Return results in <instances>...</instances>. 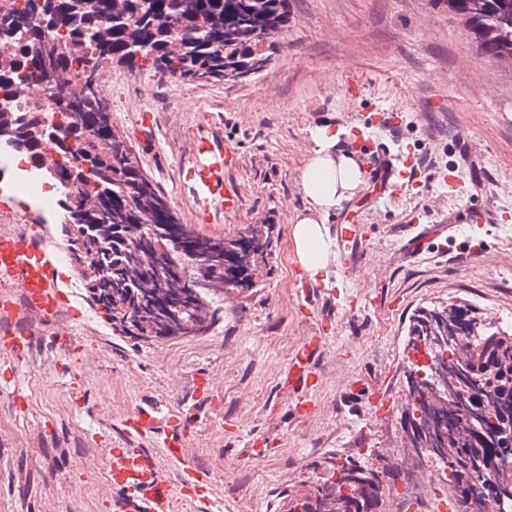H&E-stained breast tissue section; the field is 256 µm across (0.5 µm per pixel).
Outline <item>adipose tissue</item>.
<instances>
[{"instance_id": "ef3b65f1", "label": "adipose tissue", "mask_w": 512, "mask_h": 512, "mask_svg": "<svg viewBox=\"0 0 512 512\" xmlns=\"http://www.w3.org/2000/svg\"><path fill=\"white\" fill-rule=\"evenodd\" d=\"M313 146L299 170L297 181L305 206L292 221L296 260L311 280H327L331 250L326 220L363 182V170L350 155L337 152L338 133L333 125L311 133Z\"/></svg>"}]
</instances>
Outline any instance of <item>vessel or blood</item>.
<instances>
[{
    "instance_id": "b4317fda",
    "label": "vessel or blood",
    "mask_w": 512,
    "mask_h": 512,
    "mask_svg": "<svg viewBox=\"0 0 512 512\" xmlns=\"http://www.w3.org/2000/svg\"><path fill=\"white\" fill-rule=\"evenodd\" d=\"M382 121L372 115L363 130L357 134L366 148L369 175L374 184L373 204H380L396 195L417 172L416 156L392 151L375 136ZM232 162L219 136L197 138L190 159L182 169V177L193 191L196 212L209 216L213 206L233 211L242 205V199L224 174ZM496 211L474 207L464 214H452L441 224H410L401 238L405 252L416 255L435 240L454 233L463 224H494ZM335 244L336 262L345 270L361 269L369 251L366 236L357 225L340 214L331 227ZM60 258L48 247L43 236L29 226L17 232L0 235V319L9 321V328L0 330V336L17 337L21 342L33 338L32 326L52 322L67 295L59 286ZM321 339L308 337L301 346L289 372L292 387L313 386L316 374L315 360ZM166 429L168 437L161 451L148 448L158 429ZM121 441L107 451V477L114 491L113 512H168L169 502L177 489L162 476L163 462L181 466L182 478L192 479L199 494L195 498L198 512H208L213 488L204 471L188 465L189 428L180 411L172 407L139 408L121 422Z\"/></svg>"
}]
</instances>
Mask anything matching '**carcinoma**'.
I'll use <instances>...</instances> for the list:
<instances>
[{"instance_id":"cac0c4a2","label":"carcinoma","mask_w":512,"mask_h":512,"mask_svg":"<svg viewBox=\"0 0 512 512\" xmlns=\"http://www.w3.org/2000/svg\"><path fill=\"white\" fill-rule=\"evenodd\" d=\"M498 6L499 0H488L474 39L499 21ZM287 23L288 0H45L29 35L15 37L8 47L0 44V95L7 99L0 104V144L26 155L44 178L70 188L58 200L69 218V259L118 335H125L140 314L175 326L174 307L193 304L202 336L224 319V296L215 294L212 281L233 280L238 290L253 281L224 260L220 235L193 238L200 272H191L186 281L171 275L173 268L185 269L173 235L162 242L147 229L133 228L161 223L158 205L165 197L142 174L131 145L112 127L110 105L88 91L82 74L116 63L189 81H235L261 71V59L269 58L253 33ZM45 35L59 38L55 69L58 77L74 82L69 95L95 100L81 112L14 108L18 93L43 82L33 61ZM73 123L86 134L59 146L54 134ZM246 232L255 254L271 251L270 226L250 225ZM146 278L163 296L165 312L154 311L152 297L138 288ZM457 320L460 335L468 338L453 359L459 387L437 402L436 380L420 376L413 364L403 374L405 413L446 422L447 444L433 454L443 491L461 512H484L491 498L512 499V328L492 319L470 336V317L462 306ZM422 450L419 440L410 438L395 467L415 470L420 462L414 458ZM327 468L323 482L292 499L289 512H350L358 504L382 512L393 488L368 461L348 455L328 461Z\"/></svg>"}]
</instances>
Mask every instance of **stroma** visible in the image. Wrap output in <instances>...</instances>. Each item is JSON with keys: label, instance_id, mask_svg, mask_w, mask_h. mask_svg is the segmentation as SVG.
Masks as SVG:
<instances>
[{"label": "stroma", "instance_id": "stroma-1", "mask_svg": "<svg viewBox=\"0 0 512 512\" xmlns=\"http://www.w3.org/2000/svg\"><path fill=\"white\" fill-rule=\"evenodd\" d=\"M109 72L112 124L183 223L226 237L270 224L279 240L253 287L225 299L221 323L156 344L114 335L80 275L62 265L69 304L58 328L76 346L41 334L33 348L60 359L51 374L31 348L0 354V512H109L108 497L88 496L91 482L107 480L103 463L85 462L88 446L111 447L118 420L154 398L187 401L189 461L211 476L213 512H288L301 483L318 477L312 462L399 444L400 370L417 308L466 302L512 324V70L481 54L445 0H288V25L267 66L243 81L118 65ZM146 110L156 122L151 142L135 133ZM374 112L398 120L377 129L378 139L422 165L414 186L380 206L367 183L350 197L370 248L352 284L355 304L324 321L302 302L291 235L304 207L297 174L311 130L334 124L340 151L357 155L354 131ZM207 127L237 157L227 176L243 204L205 221L180 170L189 139ZM466 154L477 168L463 163ZM1 162L15 185L0 214L36 225L65 252L62 210L44 191L20 198L25 170L15 157L0 154ZM452 168L463 180L456 191L442 180ZM471 206L496 210L499 222L461 225L413 261L403 258L401 225L436 224ZM315 334L323 338L319 380L304 394L288 386V369Z\"/></svg>", "mask_w": 512, "mask_h": 512}]
</instances>
